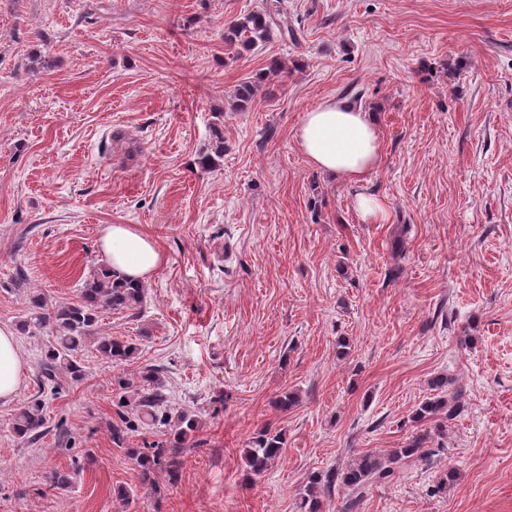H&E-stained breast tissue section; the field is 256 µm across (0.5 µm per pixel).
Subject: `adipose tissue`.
<instances>
[{"instance_id": "ef3b65f1", "label": "adipose tissue", "mask_w": 512, "mask_h": 512, "mask_svg": "<svg viewBox=\"0 0 512 512\" xmlns=\"http://www.w3.org/2000/svg\"><path fill=\"white\" fill-rule=\"evenodd\" d=\"M297 142L316 169L351 183L362 181L380 159L375 123L347 101L327 102L305 112ZM98 249L107 268L135 282H147L164 264L154 241L131 224L102 226ZM25 369L14 330L0 326V403L16 397Z\"/></svg>"}]
</instances>
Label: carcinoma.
<instances>
[{
  "label": "carcinoma",
  "mask_w": 512,
  "mask_h": 512,
  "mask_svg": "<svg viewBox=\"0 0 512 512\" xmlns=\"http://www.w3.org/2000/svg\"><path fill=\"white\" fill-rule=\"evenodd\" d=\"M281 13L282 0H267L263 10L228 21L224 31L225 42L245 51L254 49L258 43L269 39L273 28H281L278 22ZM257 86L256 82L247 81L234 89L231 94L234 110L241 112L247 108ZM215 136L214 154H206L198 161V165L205 170L213 168L215 159L224 153L223 134L217 130ZM145 294V284H134L106 268L85 280L81 299L76 303L50 307L43 296L30 294V314L21 321V329L32 333L48 328L52 333L40 366V384L56 387L70 380H81L84 370L77 358L90 344L95 347L98 357L107 363L121 364L132 358L135 352L133 344L99 335L96 324L100 314L105 311L138 309L144 302ZM117 384L122 390L133 389V394L124 400L125 406L132 407V415L123 412L117 414L118 420L112 424V442L123 446L129 434L139 428L158 433L169 427L175 428L173 438L158 441L149 448H130L128 453L141 467L142 481L152 483L154 475L158 473L170 480L176 479L184 464L182 454L185 444L197 448L205 443V440L197 437L199 420L189 411H181L174 416L164 409V397L159 392L162 383L153 368L140 373L137 386L122 377L117 379ZM458 410V404L438 395L422 402L413 419L422 422L439 415L450 419ZM45 422L42 402L35 398L18 409L12 428L19 438L33 443L41 437ZM427 436L426 432L419 433L404 447L394 448L386 454L363 452L341 469L313 475L306 493L301 496V512H322V498L331 496L337 488L362 495L375 481L390 478L394 465L414 456L423 457L421 445ZM285 449L283 433L265 427L249 445L241 449V460L249 475L259 477L283 457Z\"/></svg>",
  "instance_id": "1"
}]
</instances>
